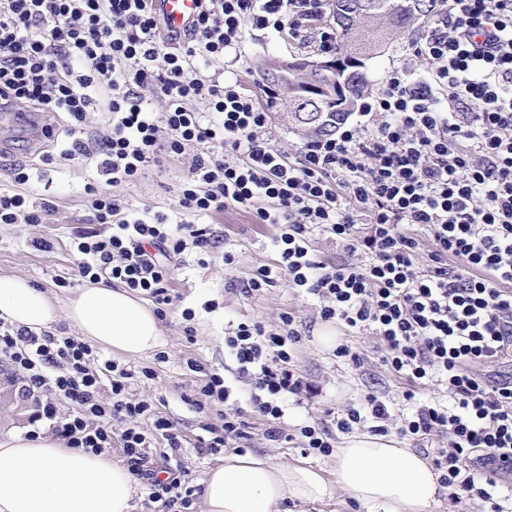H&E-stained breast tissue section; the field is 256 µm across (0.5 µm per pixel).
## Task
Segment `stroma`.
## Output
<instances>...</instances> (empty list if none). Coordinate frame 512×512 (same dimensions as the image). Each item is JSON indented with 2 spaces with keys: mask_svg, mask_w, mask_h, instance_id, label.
<instances>
[{
  "mask_svg": "<svg viewBox=\"0 0 512 512\" xmlns=\"http://www.w3.org/2000/svg\"><path fill=\"white\" fill-rule=\"evenodd\" d=\"M302 48L284 34L246 29L235 56L226 60L225 68L232 78L253 94H261L260 71L272 56L290 57ZM12 141L11 162L27 167L31 181L21 186L30 201L53 200L55 211L46 224H0V275L28 278L45 290L56 303L60 314L51 326L54 335H77L65 309L81 283L73 275L74 257L71 244L82 236L109 234L110 227L98 223L84 191L88 180L95 177L93 161L83 160L44 164L42 155L32 152L24 136L15 128L0 130ZM189 161L171 159L161 167L150 169L137 182L114 188L113 193L138 212L162 211L172 220H180L181 188L188 174ZM218 237L209 253L188 248L173 261L171 283L173 303L161 317L166 344L160 351L143 356H116L115 361L134 371L129 384L132 399L151 404L154 412L173 421L182 434L181 463L187 480L201 489L207 472L221 462L223 452L211 453L199 448L203 427L219 423L216 411H200L202 401L197 392L199 376L187 368L188 360L201 362L233 380L240 396H247L248 386L235 377V364L224 352V331L241 320L261 322L276 328L283 313L297 318L302 340L297 346L294 365L310 384L312 393L300 404H289L285 427L295 432L298 425L322 418L326 408H340L359 400L370 391L396 392L400 384L379 360L377 343L370 335L356 338L364 359L362 365L338 358L324 348L318 336L325 324L318 315V302L294 293L286 279L255 296H245L241 288L256 268L273 263L276 252L273 238L275 225L260 224L251 209H227L205 216ZM37 239L49 241V249L34 247ZM235 256L233 265H225V253ZM195 316L185 320L184 309ZM151 377H143V370ZM261 422H254L247 453L269 459L275 464L307 461L313 467L330 470L332 457L305 454L298 441L281 445L268 442Z\"/></svg>",
  "mask_w": 512,
  "mask_h": 512,
  "instance_id": "35a3bbf8",
  "label": "stroma"
}]
</instances>
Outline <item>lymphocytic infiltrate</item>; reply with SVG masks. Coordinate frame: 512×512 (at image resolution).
Returning a JSON list of instances; mask_svg holds the SVG:
<instances>
[{
	"mask_svg": "<svg viewBox=\"0 0 512 512\" xmlns=\"http://www.w3.org/2000/svg\"><path fill=\"white\" fill-rule=\"evenodd\" d=\"M327 0H199L179 36L165 33L155 0H0V108L66 114L68 128L43 134L46 163L95 160L102 184H86L103 239L84 236L72 253L78 277L150 297L157 314L172 302V258L215 242L202 216L255 209L274 224L277 258L257 268L243 291L287 279L319 301V317L345 336L336 357L360 364L353 337L378 342L381 361L401 381L400 397L367 393L344 409L288 434L289 399L310 386L293 358L302 336L286 312L278 329L241 321L224 350L240 399L219 372L191 361L198 393L219 410L201 447L244 445L252 420L267 441L299 438L305 452L331 455L339 435L357 429L397 434L421 447L450 503L476 501L481 512H512V375L495 366L512 352V0H447L446 11L410 41L427 76L392 68L360 102L362 122L302 142L292 164L272 142L268 112L237 80L201 76L224 61L245 28L288 32L300 44L332 50V31L310 30ZM208 105L199 112L197 102ZM190 156L184 216H134L112 187L137 181L162 156ZM366 223H357L358 210ZM51 201L31 205L0 189V224L45 223ZM341 248L320 261L314 233ZM428 237L427 257L419 255ZM0 358L45 399L42 418L65 447L101 454L120 442L133 475L159 512H192L194 490L181 466L155 470L145 450L182 438L167 417L130 398L131 370L72 336L36 334L0 320ZM436 396L420 400V391ZM151 415L150 429L138 420ZM128 422L114 434L112 422Z\"/></svg>",
	"mask_w": 512,
	"mask_h": 512,
	"instance_id": "obj_1",
	"label": "lymphocytic infiltrate"
}]
</instances>
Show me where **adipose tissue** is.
Returning <instances> with one entry per match:
<instances>
[{
    "mask_svg": "<svg viewBox=\"0 0 512 512\" xmlns=\"http://www.w3.org/2000/svg\"><path fill=\"white\" fill-rule=\"evenodd\" d=\"M67 316L86 340L117 354L144 355L165 344L153 309L125 288L78 289ZM0 319L38 332L56 321L57 309L27 279L0 275ZM438 479L411 449L355 435L336 450L328 474L251 454L225 456L204 480L203 512H277L284 499L322 502L339 491L380 512H430ZM134 494L130 470L114 458L51 437L0 435V512H132Z\"/></svg>",
    "mask_w": 512,
    "mask_h": 512,
    "instance_id": "obj_1",
    "label": "adipose tissue"
}]
</instances>
